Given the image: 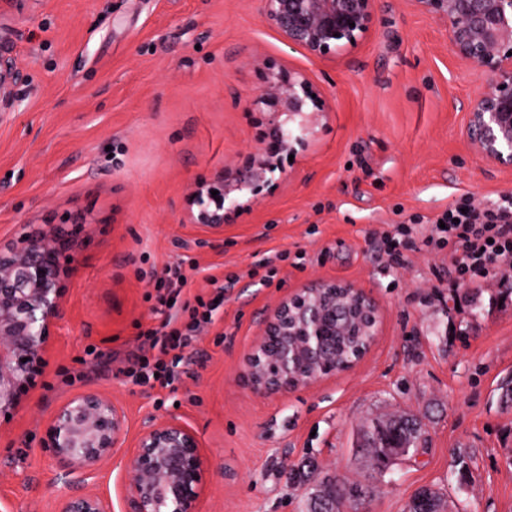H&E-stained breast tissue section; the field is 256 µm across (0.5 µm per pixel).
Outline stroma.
<instances>
[{
  "instance_id": "35a3bbf8",
  "label": "stroma",
  "mask_w": 512,
  "mask_h": 512,
  "mask_svg": "<svg viewBox=\"0 0 512 512\" xmlns=\"http://www.w3.org/2000/svg\"><path fill=\"white\" fill-rule=\"evenodd\" d=\"M376 33L334 59H309L265 22L258 0H0V50L25 81L0 122V248L25 232L74 240L64 311L38 383L0 421V512H55L73 476L46 454L55 413L96 391L125 415L124 444L84 490L122 512L125 461L141 430L171 418L198 437L209 466L200 512H308L323 483L367 486L342 512H406L417 490L446 512H512V291L454 290L448 258L426 250L387 268L379 234L427 224L462 195L512 192V169L482 163L462 136L483 77L448 47V24L410 0H379ZM305 72L330 104L289 120L249 97L270 74ZM278 124L304 144L281 154L260 193L237 174ZM224 182V227L182 218L192 189ZM286 253L261 284L252 270ZM180 256L208 279L237 274L214 325L193 342L173 386L139 387L123 368L154 326L148 280ZM315 281L363 289L378 308L356 365L285 395L243 377L277 305ZM417 417V454L373 471L371 422ZM316 464L305 485L288 471Z\"/></svg>"
}]
</instances>
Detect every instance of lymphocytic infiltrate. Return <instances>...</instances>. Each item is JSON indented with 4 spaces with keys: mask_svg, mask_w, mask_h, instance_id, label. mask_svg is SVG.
<instances>
[{
    "mask_svg": "<svg viewBox=\"0 0 512 512\" xmlns=\"http://www.w3.org/2000/svg\"><path fill=\"white\" fill-rule=\"evenodd\" d=\"M381 239L385 264L392 269L405 267L408 253L444 249L451 259L448 275L456 286L467 288L479 281L505 278L512 274V194L499 195L482 207L463 197L457 206L442 213L440 221L418 228L397 224L383 231ZM198 271L195 260L183 257L153 274L152 312L160 322L140 331L136 338L137 351L125 369L132 384L171 385L185 349L214 322L219 300L238 281L237 275L227 274L217 284L215 296L198 294L193 301H184L182 293Z\"/></svg>",
    "mask_w": 512,
    "mask_h": 512,
    "instance_id": "f902f5d3",
    "label": "lymphocytic infiltrate"
}]
</instances>
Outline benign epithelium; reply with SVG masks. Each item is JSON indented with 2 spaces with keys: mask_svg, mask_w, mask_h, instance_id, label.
<instances>
[{
  "mask_svg": "<svg viewBox=\"0 0 512 512\" xmlns=\"http://www.w3.org/2000/svg\"><path fill=\"white\" fill-rule=\"evenodd\" d=\"M448 21L450 51L477 70L486 86L469 98L463 136L488 166L512 168V0H412ZM267 24L290 48L312 60L350 53L378 24V0H260ZM23 74L0 53V116L18 111ZM271 91L249 99L272 112L298 115L331 108L300 71L274 73ZM277 150L292 153L302 138L277 126ZM271 159L245 170L239 182L254 188L273 171ZM218 191L212 197L211 191ZM224 186L200 184L189 198L187 223L224 224ZM67 240L54 234H21L0 250V418L14 414L46 365L51 328L63 311L69 262ZM344 315L360 309L377 321L373 299L362 289L319 282L283 300L267 321L246 363L244 377L258 394H286L328 374L332 356L325 337L336 332V299ZM125 416L99 392L68 401L46 430L45 448L68 472L90 471L119 447ZM125 512H199L208 467L195 434L176 419L153 423L128 456ZM57 512H112L110 503L81 489L63 497Z\"/></svg>",
  "mask_w": 512,
  "mask_h": 512,
  "instance_id": "benign-epithelium-1",
  "label": "benign epithelium"
}]
</instances>
